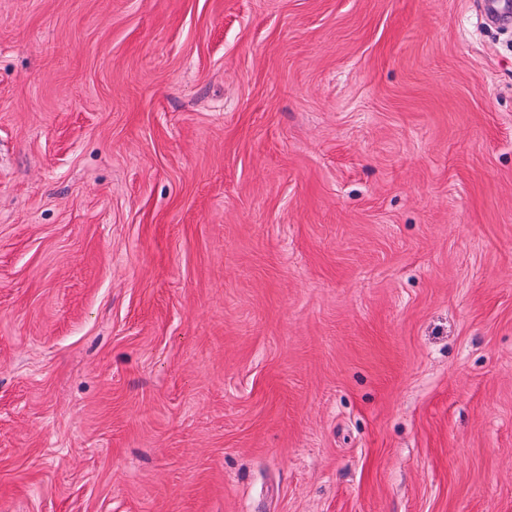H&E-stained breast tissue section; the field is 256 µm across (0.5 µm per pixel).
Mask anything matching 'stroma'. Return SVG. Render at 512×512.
<instances>
[{
	"mask_svg": "<svg viewBox=\"0 0 512 512\" xmlns=\"http://www.w3.org/2000/svg\"><path fill=\"white\" fill-rule=\"evenodd\" d=\"M477 2L0 0V512H512Z\"/></svg>",
	"mask_w": 512,
	"mask_h": 512,
	"instance_id": "stroma-1",
	"label": "stroma"
}]
</instances>
